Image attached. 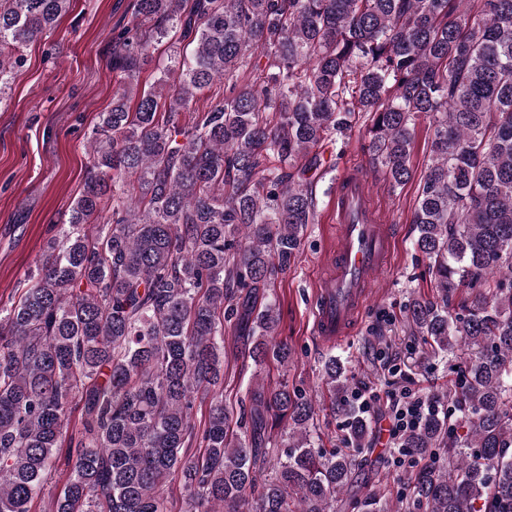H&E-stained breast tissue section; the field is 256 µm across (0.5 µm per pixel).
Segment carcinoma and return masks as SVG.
Wrapping results in <instances>:
<instances>
[{
  "label": "carcinoma",
  "mask_w": 512,
  "mask_h": 512,
  "mask_svg": "<svg viewBox=\"0 0 512 512\" xmlns=\"http://www.w3.org/2000/svg\"><path fill=\"white\" fill-rule=\"evenodd\" d=\"M70 4L0 0V102ZM112 69L80 196L0 301V512H32L65 440L50 512H169L175 484L184 512H512V0H135ZM422 117L412 223L435 291L405 326L458 369L446 412L399 441L424 460L406 497L352 494L370 421L346 362L322 388L353 447H326L315 397L284 380L249 388L237 433L224 333L288 367L274 288L314 223L320 150L360 123L398 187Z\"/></svg>",
  "instance_id": "cac0c4a2"
}]
</instances>
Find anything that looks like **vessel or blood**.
I'll list each match as a JSON object with an SVG mask.
<instances>
[{
  "mask_svg": "<svg viewBox=\"0 0 512 512\" xmlns=\"http://www.w3.org/2000/svg\"><path fill=\"white\" fill-rule=\"evenodd\" d=\"M332 211L336 246L315 282L312 309L313 333L326 345L340 343L350 333L394 247L380 196L357 168L338 179Z\"/></svg>",
  "mask_w": 512,
  "mask_h": 512,
  "instance_id": "b4317fda",
  "label": "vessel or blood"
}]
</instances>
